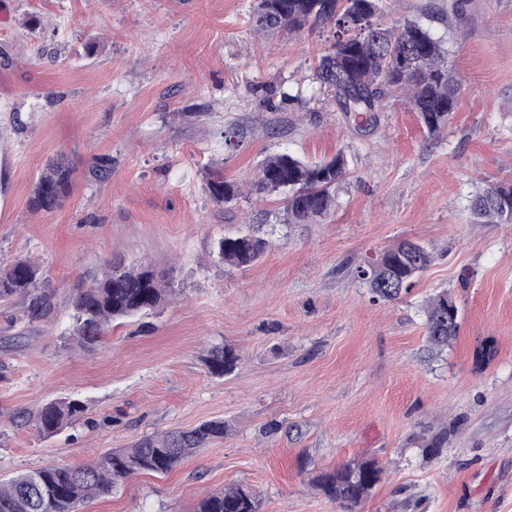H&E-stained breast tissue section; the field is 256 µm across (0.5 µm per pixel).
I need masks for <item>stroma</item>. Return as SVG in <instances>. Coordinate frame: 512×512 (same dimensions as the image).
Listing matches in <instances>:
<instances>
[{
	"label": "stroma",
	"mask_w": 512,
	"mask_h": 512,
	"mask_svg": "<svg viewBox=\"0 0 512 512\" xmlns=\"http://www.w3.org/2000/svg\"><path fill=\"white\" fill-rule=\"evenodd\" d=\"M255 2L0 0V269L38 262L55 294L35 321L27 301H0V481L219 418L223 441L81 512H192L233 483L255 488L262 512H342L317 478L365 459L382 475L356 512H512V224L471 223L465 208L485 177L512 182V0H473L461 40L448 0H383L386 27L433 15L463 80L434 136L400 93L374 130L352 132L315 76L330 26L259 33ZM339 151L347 175L320 224L284 223L274 196L218 206L204 190L215 171L253 181L275 153ZM60 156L72 191L32 213ZM263 222L275 232L257 263L213 256L215 240ZM407 239L431 263L372 302L352 268ZM116 258L165 272L176 293L113 322L96 350L73 348L68 299ZM443 289L459 330L434 356L424 308ZM221 343L242 361L216 378L202 358ZM60 398L84 411L43 435L33 415Z\"/></svg>",
	"instance_id": "1"
}]
</instances>
